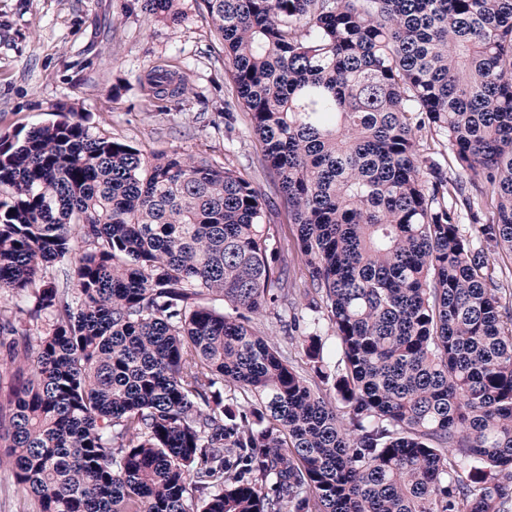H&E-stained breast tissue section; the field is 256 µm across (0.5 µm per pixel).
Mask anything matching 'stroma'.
Instances as JSON below:
<instances>
[{"mask_svg": "<svg viewBox=\"0 0 512 512\" xmlns=\"http://www.w3.org/2000/svg\"><path fill=\"white\" fill-rule=\"evenodd\" d=\"M182 19L158 21L135 0H0V134L54 121L66 106L92 115L101 133L148 153L172 150L251 173L281 227L283 266L296 282L306 269L295 229L268 173L246 114L224 124L232 85L224 45L203 0H179ZM174 71L188 97L150 100L140 80L150 67Z\"/></svg>", "mask_w": 512, "mask_h": 512, "instance_id": "obj_1", "label": "stroma"}]
</instances>
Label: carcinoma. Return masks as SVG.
<instances>
[{
  "label": "carcinoma",
  "instance_id": "obj_1",
  "mask_svg": "<svg viewBox=\"0 0 512 512\" xmlns=\"http://www.w3.org/2000/svg\"><path fill=\"white\" fill-rule=\"evenodd\" d=\"M205 3L335 348L250 325L297 292L250 175L62 112L0 136V291L45 325L0 319V464L38 512H512V0ZM252 325L261 334L270 337L282 349L288 351L290 360L296 365L305 367L306 357L300 345L301 329L291 332L294 340L288 338V334L282 329L281 324L276 320L275 315L270 312L256 314L252 318Z\"/></svg>",
  "mask_w": 512,
  "mask_h": 512
}]
</instances>
